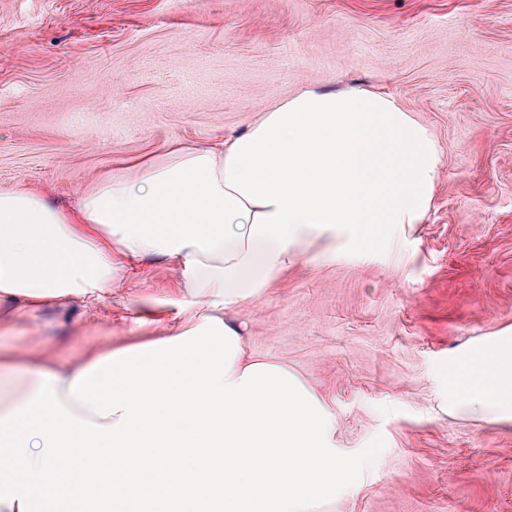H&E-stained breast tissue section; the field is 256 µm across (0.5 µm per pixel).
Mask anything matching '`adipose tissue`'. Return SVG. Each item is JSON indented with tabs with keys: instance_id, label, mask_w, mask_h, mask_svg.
<instances>
[{
	"instance_id": "adipose-tissue-1",
	"label": "adipose tissue",
	"mask_w": 512,
	"mask_h": 512,
	"mask_svg": "<svg viewBox=\"0 0 512 512\" xmlns=\"http://www.w3.org/2000/svg\"><path fill=\"white\" fill-rule=\"evenodd\" d=\"M439 147L396 97L355 85L313 86L268 107L240 136L218 146L176 149L103 176L76 206L60 208L29 188L0 190V303L12 310L78 298L94 308L136 260L159 256L179 272V332L220 317L268 286L296 257L309 230L343 227L360 252L386 248L391 229L421 223L438 179ZM82 365L0 355V418L30 402L44 374L63 407L102 418L74 400ZM448 406L482 420L512 419V336L475 345L448 372Z\"/></svg>"
}]
</instances>
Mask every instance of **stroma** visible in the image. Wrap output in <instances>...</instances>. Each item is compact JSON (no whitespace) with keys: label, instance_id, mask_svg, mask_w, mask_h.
I'll return each mask as SVG.
<instances>
[{"label":"stroma","instance_id":"stroma-1","mask_svg":"<svg viewBox=\"0 0 512 512\" xmlns=\"http://www.w3.org/2000/svg\"><path fill=\"white\" fill-rule=\"evenodd\" d=\"M394 95L440 149L433 204L384 252L312 231L225 312L248 354L385 447L326 512H512V421L448 411L444 373L512 336V0H0V189L69 205L104 174L245 132L298 87ZM97 310L18 313L5 342L77 364L168 335L177 274L147 258Z\"/></svg>","mask_w":512,"mask_h":512}]
</instances>
